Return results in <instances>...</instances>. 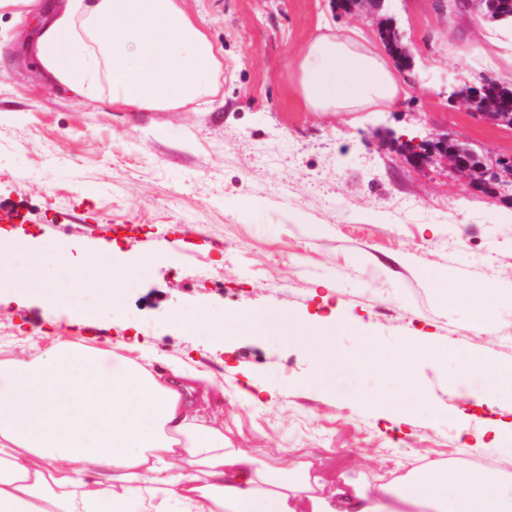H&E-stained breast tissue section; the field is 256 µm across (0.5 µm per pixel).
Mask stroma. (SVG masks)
Returning <instances> with one entry per match:
<instances>
[{
    "mask_svg": "<svg viewBox=\"0 0 512 512\" xmlns=\"http://www.w3.org/2000/svg\"><path fill=\"white\" fill-rule=\"evenodd\" d=\"M48 2L0 16V199L31 210L29 223L0 222V240L70 251L92 286L56 268L64 301L54 311L0 301V360L60 341L130 360L148 348L153 372L179 363L213 377L204 408L236 447L287 470L312 463L331 487L410 470L406 450L429 462L485 457L454 413L483 390L512 418V389L462 377L456 358L420 360L408 386L343 368L328 391L314 373L339 352H393L422 333L445 343L465 330L470 351L512 367V348L490 347L473 316L483 288L505 289L490 334L512 336V182L475 190L443 161L414 168L401 148L405 137L452 133L478 153L512 155V126L483 123L448 98L451 86L482 74L512 82V43L496 41L479 11L450 17L436 0H385L377 10L364 2L350 14L336 0H179L218 65L193 101L130 109L112 104L108 75L87 98L42 72L31 46ZM390 17L414 63L407 96L377 112L308 111L295 62L320 28H359L376 41ZM71 210L82 224L187 232L191 242L173 253L121 234L111 240V270H91L96 240L54 226ZM130 263L137 273L127 278ZM431 272L447 275L452 299L429 286ZM106 280L121 291V311L107 302ZM79 306L93 313L70 325ZM202 306L218 316L341 318L351 329L323 349L276 333H240L221 349L202 328L169 319ZM34 311L36 326L25 320ZM246 388L255 402L241 401ZM412 395L420 406L396 422Z\"/></svg>",
    "mask_w": 512,
    "mask_h": 512,
    "instance_id": "stroma-1",
    "label": "stroma"
}]
</instances>
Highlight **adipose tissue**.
Here are the masks:
<instances>
[{
  "mask_svg": "<svg viewBox=\"0 0 512 512\" xmlns=\"http://www.w3.org/2000/svg\"><path fill=\"white\" fill-rule=\"evenodd\" d=\"M43 69L93 96L109 70L112 102L166 109L192 100L217 64L213 44L178 0H59L34 41ZM296 70L312 112H358L405 88L360 32L312 39ZM70 264L30 240L0 248V294L52 308L60 291L47 263ZM448 349L429 337L394 353H348L346 363L406 374ZM211 375L162 376L108 351L58 343L0 360V512H512V482L438 463L380 484L325 490L311 465L287 473L258 462L213 427L194 402Z\"/></svg>",
  "mask_w": 512,
  "mask_h": 512,
  "instance_id": "ef3b65f1",
  "label": "adipose tissue"
}]
</instances>
